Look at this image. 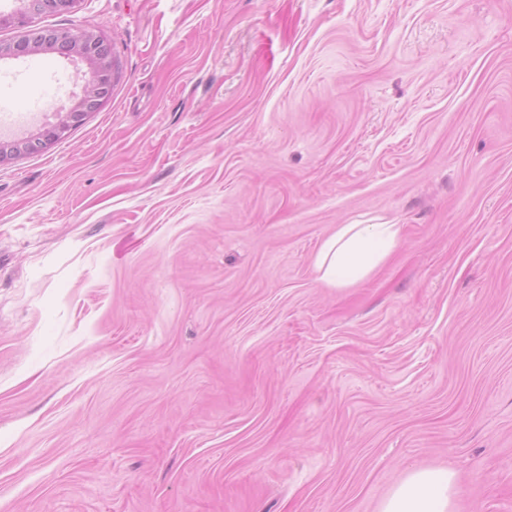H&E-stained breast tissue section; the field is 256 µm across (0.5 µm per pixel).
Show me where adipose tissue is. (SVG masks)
I'll list each match as a JSON object with an SVG mask.
<instances>
[{"instance_id":"adipose-tissue-1","label":"adipose tissue","mask_w":512,"mask_h":512,"mask_svg":"<svg viewBox=\"0 0 512 512\" xmlns=\"http://www.w3.org/2000/svg\"><path fill=\"white\" fill-rule=\"evenodd\" d=\"M395 224H340L315 255L319 283L344 288L369 276L395 247ZM456 476L449 469L417 468L395 485L378 512H455Z\"/></svg>"}]
</instances>
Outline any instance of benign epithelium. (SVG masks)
<instances>
[{
  "label": "benign epithelium",
  "mask_w": 512,
  "mask_h": 512,
  "mask_svg": "<svg viewBox=\"0 0 512 512\" xmlns=\"http://www.w3.org/2000/svg\"><path fill=\"white\" fill-rule=\"evenodd\" d=\"M18 6L11 13H0V26L8 25L19 30L10 41L0 42V57L31 56L46 51L61 50L76 57L84 66L83 92L78 103L68 109L55 111L56 123L42 134L18 143H0V165L22 153H38L62 136L89 112L97 111L112 93L116 77L115 61L101 50L105 39L102 31L82 28L41 29L33 25L35 5L48 11L74 12L80 0H16Z\"/></svg>",
  "instance_id": "obj_1"
}]
</instances>
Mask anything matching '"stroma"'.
Masks as SVG:
<instances>
[{
    "label": "stroma",
    "mask_w": 512,
    "mask_h": 512,
    "mask_svg": "<svg viewBox=\"0 0 512 512\" xmlns=\"http://www.w3.org/2000/svg\"><path fill=\"white\" fill-rule=\"evenodd\" d=\"M104 105L0 166V512H512V0H81ZM0 59V98L81 95ZM396 224L369 276L314 271ZM396 224H339L315 255L317 281L345 288L369 276L395 247ZM456 476L450 469H410L378 512H455Z\"/></svg>",
    "instance_id": "stroma-1"
}]
</instances>
